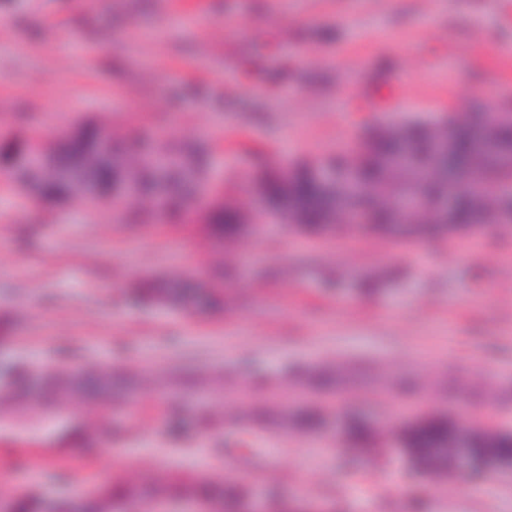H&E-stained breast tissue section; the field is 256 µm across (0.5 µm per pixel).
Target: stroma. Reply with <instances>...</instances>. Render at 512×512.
<instances>
[{
	"label": "stroma",
	"instance_id": "obj_1",
	"mask_svg": "<svg viewBox=\"0 0 512 512\" xmlns=\"http://www.w3.org/2000/svg\"><path fill=\"white\" fill-rule=\"evenodd\" d=\"M403 86L386 107L387 80ZM512 106V0H0V133L83 116L207 138L239 177L323 155L381 120ZM226 307L131 300L145 272L208 269L205 240L49 206L0 174V386L17 365L133 371L112 409L0 417L8 493L73 497L120 473L211 475L305 512H512V470L414 480L401 450H345L344 416L419 409L512 431V229L312 242L283 224L224 252ZM324 401L320 432L244 427ZM94 442L73 441L75 427Z\"/></svg>",
	"mask_w": 512,
	"mask_h": 512
}]
</instances>
